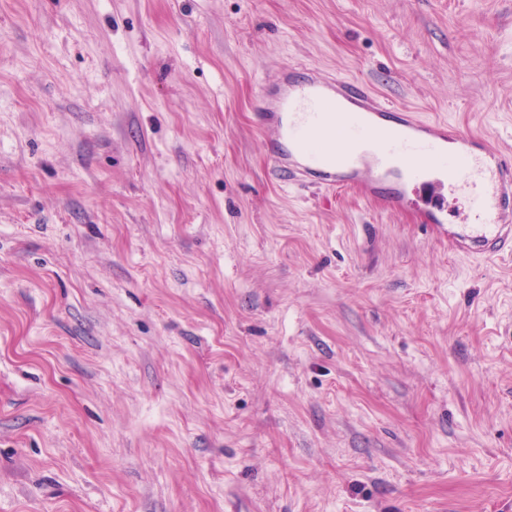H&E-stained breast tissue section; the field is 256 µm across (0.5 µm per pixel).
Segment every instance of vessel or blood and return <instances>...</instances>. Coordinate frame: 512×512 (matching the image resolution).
Returning a JSON list of instances; mask_svg holds the SVG:
<instances>
[{
    "instance_id": "obj_1",
    "label": "vessel or blood",
    "mask_w": 512,
    "mask_h": 512,
    "mask_svg": "<svg viewBox=\"0 0 512 512\" xmlns=\"http://www.w3.org/2000/svg\"><path fill=\"white\" fill-rule=\"evenodd\" d=\"M258 126L270 171L288 184L345 187L393 211L412 208L405 173L448 194H462L469 221L448 224L445 211L423 215L426 226L456 251L487 261L512 255V164L483 137L423 120L376 97L362 80L316 70L281 72L275 90L260 89Z\"/></svg>"
}]
</instances>
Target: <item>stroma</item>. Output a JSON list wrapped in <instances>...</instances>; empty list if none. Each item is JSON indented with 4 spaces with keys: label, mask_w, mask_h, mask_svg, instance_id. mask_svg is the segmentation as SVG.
<instances>
[{
    "label": "stroma",
    "mask_w": 512,
    "mask_h": 512,
    "mask_svg": "<svg viewBox=\"0 0 512 512\" xmlns=\"http://www.w3.org/2000/svg\"><path fill=\"white\" fill-rule=\"evenodd\" d=\"M291 64L512 159V0H0V512H512V257L271 177Z\"/></svg>",
    "instance_id": "35a3bbf8"
}]
</instances>
